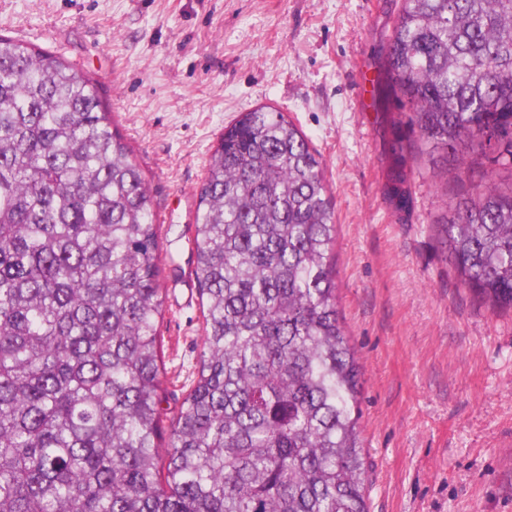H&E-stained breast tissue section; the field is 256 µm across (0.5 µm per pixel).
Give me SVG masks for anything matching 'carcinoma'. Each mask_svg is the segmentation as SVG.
I'll return each instance as SVG.
<instances>
[{
    "mask_svg": "<svg viewBox=\"0 0 512 512\" xmlns=\"http://www.w3.org/2000/svg\"><path fill=\"white\" fill-rule=\"evenodd\" d=\"M390 91L456 162L512 167V0H404ZM199 368L161 407V248L97 84L0 35V512H369L362 366L336 307L333 199L281 112L224 129L197 191ZM440 243L512 310V188L456 197Z\"/></svg>",
    "mask_w": 512,
    "mask_h": 512,
    "instance_id": "obj_1",
    "label": "carcinoma"
}]
</instances>
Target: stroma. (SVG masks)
Listing matches in <instances>:
<instances>
[{
	"mask_svg": "<svg viewBox=\"0 0 512 512\" xmlns=\"http://www.w3.org/2000/svg\"><path fill=\"white\" fill-rule=\"evenodd\" d=\"M402 0H0V34L96 79L161 231L166 398L197 369L196 191L225 126L284 113L335 202L337 308L363 365L369 512H512V311L463 288L437 234L441 150L399 168L384 59ZM405 171L404 198L393 194Z\"/></svg>",
	"mask_w": 512,
	"mask_h": 512,
	"instance_id": "obj_1",
	"label": "stroma"
}]
</instances>
